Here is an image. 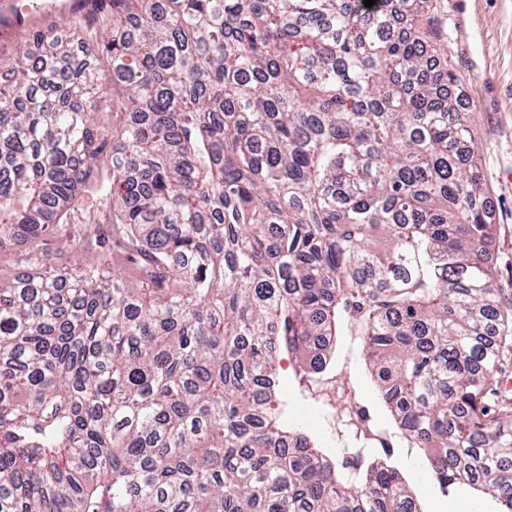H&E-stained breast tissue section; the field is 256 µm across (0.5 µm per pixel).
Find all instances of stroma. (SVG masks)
Segmentation results:
<instances>
[{
  "instance_id": "35a3bbf8",
  "label": "stroma",
  "mask_w": 512,
  "mask_h": 512,
  "mask_svg": "<svg viewBox=\"0 0 512 512\" xmlns=\"http://www.w3.org/2000/svg\"><path fill=\"white\" fill-rule=\"evenodd\" d=\"M25 24L0 38V54L17 55L25 45L27 25L42 27L64 22L69 9L44 10L45 0H17ZM443 51L457 88L471 108L472 133L478 165L495 226L491 266L499 306L507 319L499 357L491 375L489 400L493 409L512 415V402L498 392L512 380V0H439L434 14L423 17ZM281 399L289 418L315 431L327 446H334L336 424L328 410L302 395L295 363L280 356ZM345 399L368 409L374 424L383 417L375 406L358 357H350L339 380ZM394 457L406 478L412 480L429 512H497L493 500H477L466 491L443 496L415 456L395 449Z\"/></svg>"
}]
</instances>
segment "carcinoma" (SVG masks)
<instances>
[{"instance_id":"cac0c4a2","label":"carcinoma","mask_w":512,"mask_h":512,"mask_svg":"<svg viewBox=\"0 0 512 512\" xmlns=\"http://www.w3.org/2000/svg\"><path fill=\"white\" fill-rule=\"evenodd\" d=\"M434 2L98 0L0 57V512H424L392 435L512 512L494 225ZM349 344L387 413L351 469L277 365L311 392ZM277 364L282 378L281 400L285 403L288 417L315 431L328 449L336 454L337 436L333 416L328 410L302 396L295 376L296 364L288 355H281Z\"/></svg>"}]
</instances>
